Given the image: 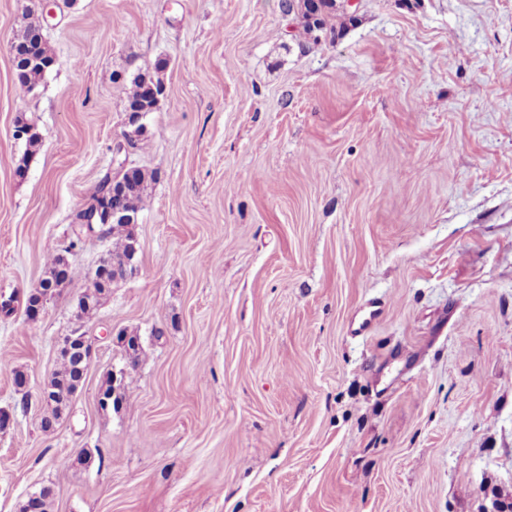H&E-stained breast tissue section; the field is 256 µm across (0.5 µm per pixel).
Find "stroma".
Returning a JSON list of instances; mask_svg holds the SVG:
<instances>
[{
  "label": "stroma",
  "instance_id": "1",
  "mask_svg": "<svg viewBox=\"0 0 512 512\" xmlns=\"http://www.w3.org/2000/svg\"><path fill=\"white\" fill-rule=\"evenodd\" d=\"M30 7L0 0V291L42 279L108 169L155 179L135 277L76 320L90 240L40 317L0 315V512L44 487L53 512H512V0H361L332 43L280 0H57L26 95ZM154 69L167 95L116 151L115 81ZM74 329L96 354L49 431Z\"/></svg>",
  "mask_w": 512,
  "mask_h": 512
}]
</instances>
